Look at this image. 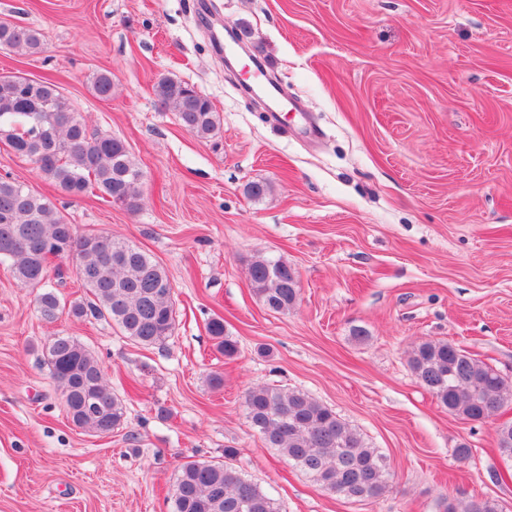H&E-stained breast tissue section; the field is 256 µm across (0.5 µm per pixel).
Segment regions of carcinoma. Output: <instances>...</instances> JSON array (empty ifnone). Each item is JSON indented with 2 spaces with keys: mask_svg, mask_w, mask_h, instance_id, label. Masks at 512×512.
Masks as SVG:
<instances>
[{
  "mask_svg": "<svg viewBox=\"0 0 512 512\" xmlns=\"http://www.w3.org/2000/svg\"><path fill=\"white\" fill-rule=\"evenodd\" d=\"M0 46L33 55L42 52L44 39L35 28L0 20ZM92 88L101 99L111 97V73H98ZM154 94L177 112L189 133L206 139L217 131L212 102L194 86L163 77ZM0 140L34 163L65 196L90 193L132 212L141 206L143 175L125 141L89 132L76 106L50 79L0 76ZM50 257L72 265L88 300L69 302L52 288ZM5 261L21 287L36 290L38 312L47 322L64 313L108 320L146 347L163 345L175 330L173 286L158 261L110 235L78 233L50 199L8 176L0 178V262ZM247 273L269 311L286 313L297 304L298 275L287 260L258 256ZM207 328L219 352L237 354L224 320L213 318ZM46 363L74 426L105 435L123 423L126 407L84 344L72 336L55 337L46 347ZM408 363L417 383L462 420L481 423L512 406V376L451 342L422 341L412 347ZM243 407L266 447L278 450L325 492L378 500L390 491L385 456L308 393L258 384L245 392ZM496 434L499 451L512 458V424L500 426ZM233 456L234 450L226 448L222 461L182 463L172 486L173 512H281L275 498L243 477ZM439 507L441 512H499L495 501L476 496L448 495Z\"/></svg>",
  "mask_w": 512,
  "mask_h": 512,
  "instance_id": "carcinoma-1",
  "label": "carcinoma"
}]
</instances>
